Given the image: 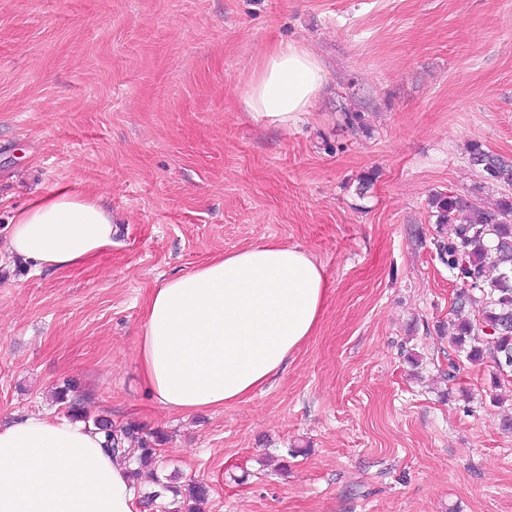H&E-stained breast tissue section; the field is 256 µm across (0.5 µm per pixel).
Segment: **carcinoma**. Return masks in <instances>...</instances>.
<instances>
[{
    "label": "carcinoma",
    "mask_w": 512,
    "mask_h": 512,
    "mask_svg": "<svg viewBox=\"0 0 512 512\" xmlns=\"http://www.w3.org/2000/svg\"><path fill=\"white\" fill-rule=\"evenodd\" d=\"M469 160L484 179L503 186L505 193L492 207L475 198L450 194H439L432 200L440 231L434 245L439 259L460 286L455 304L474 311V317L453 324L455 356L448 357L445 377L450 382L457 379L462 359L470 364L490 361L497 385L512 380V159L474 143ZM69 392L68 386L56 392L58 403L66 407V416L92 423L104 439V449L128 459L133 481H138L143 468L158 463L161 433L146 432L133 422L115 427L107 416L92 417L82 403L69 398ZM133 446L139 450L136 457L126 453V448ZM155 485L148 501L167 500L164 512H199L198 505L211 491L200 481L181 485L172 475L155 476Z\"/></svg>",
    "instance_id": "obj_1"
}]
</instances>
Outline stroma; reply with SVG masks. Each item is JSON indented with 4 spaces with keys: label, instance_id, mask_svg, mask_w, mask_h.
<instances>
[{
    "label": "stroma",
    "instance_id": "obj_1",
    "mask_svg": "<svg viewBox=\"0 0 512 512\" xmlns=\"http://www.w3.org/2000/svg\"><path fill=\"white\" fill-rule=\"evenodd\" d=\"M281 41L326 72L285 128L239 103ZM475 142L512 158V0H0V419L63 416L73 382L163 432L160 472L209 484L203 512H512V382L444 376L457 288L432 199L500 197ZM60 188L115 235L38 272L8 226ZM266 243L321 265L313 336L245 400L166 411L135 358L150 292Z\"/></svg>",
    "mask_w": 512,
    "mask_h": 512
}]
</instances>
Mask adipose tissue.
I'll return each instance as SVG.
<instances>
[{
	"label": "adipose tissue",
	"mask_w": 512,
	"mask_h": 512,
	"mask_svg": "<svg viewBox=\"0 0 512 512\" xmlns=\"http://www.w3.org/2000/svg\"><path fill=\"white\" fill-rule=\"evenodd\" d=\"M325 83L318 58L271 46L241 96L244 111L287 126ZM112 215L68 188L21 210L9 252L36 270L65 272L112 245ZM321 266L295 246L268 243L168 278L144 308L135 356L157 403L188 414L243 401L313 336L327 296ZM128 464L101 437L49 415L0 423V512H136Z\"/></svg>",
	"instance_id": "ef3b65f1"
}]
</instances>
